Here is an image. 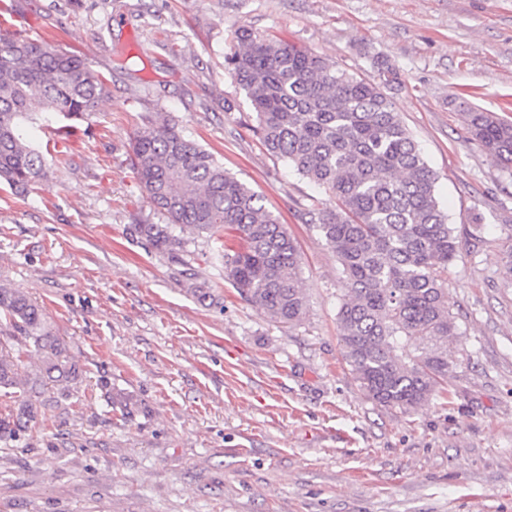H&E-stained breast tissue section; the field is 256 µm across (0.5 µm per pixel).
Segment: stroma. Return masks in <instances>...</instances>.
Here are the masks:
<instances>
[{
  "label": "stroma",
  "instance_id": "35a3bbf8",
  "mask_svg": "<svg viewBox=\"0 0 512 512\" xmlns=\"http://www.w3.org/2000/svg\"><path fill=\"white\" fill-rule=\"evenodd\" d=\"M0 28L85 57L108 94L89 119L32 129L47 172L0 185V283L44 310L80 369L69 398L0 442V512H512V175L468 133L461 102L512 121V0H5ZM279 35L385 91L438 176L458 237L448 267L446 396L371 400L343 356L341 266L310 213L327 196L264 150L224 67L239 26ZM264 197L296 237L307 315L242 300L139 190L132 138L158 117ZM219 296L185 293L181 267ZM138 410L110 407L100 389Z\"/></svg>",
  "mask_w": 512,
  "mask_h": 512
}]
</instances>
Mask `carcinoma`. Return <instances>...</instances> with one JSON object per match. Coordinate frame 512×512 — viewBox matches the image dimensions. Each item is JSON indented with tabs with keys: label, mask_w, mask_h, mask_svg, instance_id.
Masks as SVG:
<instances>
[{
	"label": "carcinoma",
	"mask_w": 512,
	"mask_h": 512,
	"mask_svg": "<svg viewBox=\"0 0 512 512\" xmlns=\"http://www.w3.org/2000/svg\"><path fill=\"white\" fill-rule=\"evenodd\" d=\"M225 69L244 91L267 152L292 165L334 199L317 213V228L342 271L337 314L345 360L377 403L414 409L444 390L454 366L448 341L459 335L448 311L443 275L457 256L455 228L437 195V177L377 81L358 79L336 63L275 36L242 26L232 34ZM106 93L87 59L44 40L0 34V183L25 191L45 174L46 157L29 127L59 113L86 119ZM472 139L512 170V121L471 106ZM132 165L138 185L167 223L134 224L161 252L181 246L171 227L214 234L226 228L238 246L218 259L240 297L276 323L297 325L307 303L299 285L296 239L261 195L224 171L213 154L166 119L136 133ZM185 291L215 300L196 273ZM0 316L16 347L0 346V441L38 422L47 382L77 380L43 310L24 293L0 285ZM35 371L23 372L30 351Z\"/></svg>",
	"instance_id": "cac0c4a2"
}]
</instances>
